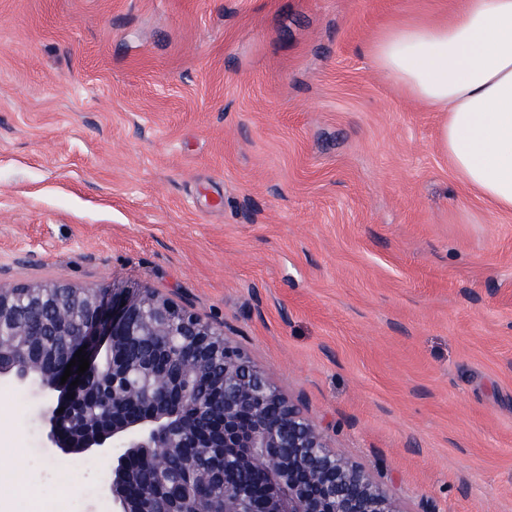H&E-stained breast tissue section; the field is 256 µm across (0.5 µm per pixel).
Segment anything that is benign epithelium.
Returning <instances> with one entry per match:
<instances>
[{
	"label": "benign epithelium",
	"instance_id": "obj_1",
	"mask_svg": "<svg viewBox=\"0 0 512 512\" xmlns=\"http://www.w3.org/2000/svg\"><path fill=\"white\" fill-rule=\"evenodd\" d=\"M54 306L51 322L19 321L10 289L0 288V329L12 325L15 337L0 379L37 383L50 398L63 391L41 411L47 440L65 454L112 457V512H206L199 498L173 506L161 498L179 448L211 458L196 477L223 483L224 512H401L222 327L146 284L75 288ZM42 336L55 337L46 353ZM171 340L188 345L185 356L161 373L145 368L141 352ZM84 345L89 368L77 374L75 365L61 382ZM107 345L112 363L103 371Z\"/></svg>",
	"mask_w": 512,
	"mask_h": 512
}]
</instances>
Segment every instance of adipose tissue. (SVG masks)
<instances>
[{"label":"adipose tissue","mask_w":512,"mask_h":512,"mask_svg":"<svg viewBox=\"0 0 512 512\" xmlns=\"http://www.w3.org/2000/svg\"><path fill=\"white\" fill-rule=\"evenodd\" d=\"M376 70L442 112L441 149L472 193L512 211V0H459L439 22L386 26Z\"/></svg>","instance_id":"obj_1"}]
</instances>
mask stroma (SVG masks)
Returning <instances> with one entry per match:
<instances>
[{
  "mask_svg": "<svg viewBox=\"0 0 512 512\" xmlns=\"http://www.w3.org/2000/svg\"><path fill=\"white\" fill-rule=\"evenodd\" d=\"M455 0H0V287L221 325L401 512H512V212L367 49ZM0 381V463L112 512Z\"/></svg>",
  "mask_w": 512,
  "mask_h": 512,
  "instance_id": "35a3bbf8",
  "label": "stroma"
}]
</instances>
